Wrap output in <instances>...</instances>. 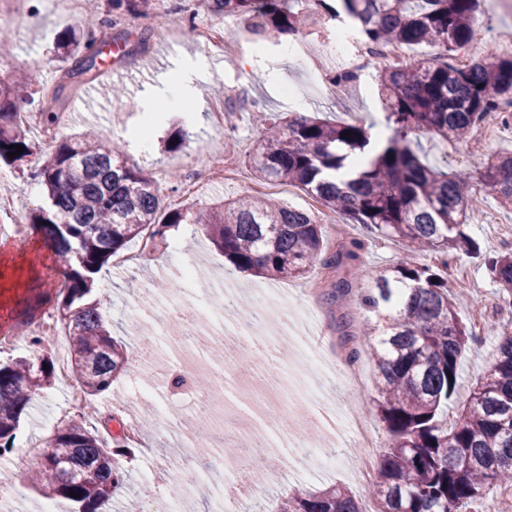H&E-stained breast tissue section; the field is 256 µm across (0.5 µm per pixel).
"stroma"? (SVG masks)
<instances>
[{"label": "stroma", "instance_id": "obj_1", "mask_svg": "<svg viewBox=\"0 0 512 512\" xmlns=\"http://www.w3.org/2000/svg\"><path fill=\"white\" fill-rule=\"evenodd\" d=\"M155 3L148 15L131 16L118 24L109 0H100L105 41L100 70L89 85L66 83L63 75L68 64L53 51L57 37L81 21L80 14L71 11L66 0H20L19 16L0 18V27L10 29L13 41L10 53L0 57V79L17 72L29 76L24 111L41 112L54 96L62 98L55 133L48 139L37 138L38 152L51 151L62 139L94 128L102 138L123 144L129 166L154 178L164 177L161 197L165 208H188L202 215L214 198L237 197L256 187L248 164L260 136L253 117L256 108L272 115L305 112L341 124L383 123L385 110L378 95L375 69L361 72L359 81L346 84L342 101L334 106L318 98L316 81L303 67L282 64L290 37L269 38L262 55L247 54L243 47L252 42L253 35L244 18H235L233 27L228 29L224 26V15L210 11L206 0ZM201 20L223 30L222 52L209 50L196 40L194 24ZM202 61L209 65L208 78L189 84L185 111H165L154 95L160 79L176 72L193 74ZM286 81L296 90L287 100L280 95V87ZM114 84L124 86L126 98L115 100L108 96L107 90ZM240 89L247 91L250 106L233 112L229 131H215L209 115L212 103ZM177 130L183 133L179 146L166 149L165 141ZM222 141L233 144L231 155L241 172L240 179L214 182L197 195L181 196L187 169L209 165L214 159L213 148ZM413 146L431 166L455 175H473L487 154L512 152V129L498 127L491 141L474 138L457 150L424 134L414 137ZM1 183L9 187L11 195L21 198L22 206L15 218L0 220V360L22 355L36 358L65 347V337L59 335L53 343L29 349L4 345L3 340L14 335L26 319L39 324L55 314L49 304L33 316L27 311L29 298L60 279L51 249L40 236L31 233L20 240L12 230L13 224L28 223L32 211L45 204L46 194L43 186L27 174L4 165L0 166ZM506 224L512 225V207H503L495 195L488 193L480 211L470 221L469 233L482 253L490 254L512 242L500 234ZM322 232L330 255L346 250L351 239L361 240L359 260L345 259L328 269L315 265L305 276L289 280L286 296L273 299L267 292L279 288V281L236 270L213 247L199 225H183L181 243L158 246L141 267L126 270L109 263L97 274V294L109 296L112 303L108 312L112 335L129 350L136 352L149 346L161 359H168L170 336L165 329L174 315L175 303L195 305L206 293L218 294L233 288L238 295L265 308L258 324L270 342L268 354L259 358L261 365L281 369L288 347L295 344L298 333L308 324L316 335L322 336L323 351L334 355L340 366H347L349 351L362 345L361 331L368 314L355 294L336 295V282L353 281L360 274L404 260L424 264L430 257L415 252L409 242L385 238L360 224L346 223L338 228L324 224ZM188 263L198 269L196 279L189 284L183 281V268ZM442 274L452 293L461 297V315L476 333L475 341L461 359L457 387L448 403V413L453 416L493 359L498 338L491 333L490 326L500 319L501 313L480 256L449 254L448 266ZM160 281L182 284L183 290L176 296H155L150 311H143V289ZM357 365L364 371L359 386H349L339 376L328 393L309 388L298 400L283 395L278 403L285 412L302 405L308 420L313 419L319 400L355 404L373 436L375 454L380 457L386 451L388 434L373 402L375 365L365 353ZM158 384V379L143 368L138 374L121 377L110 395L92 399L101 411L102 420L96 425L101 437L116 435L121 421L128 418L137 420L142 427L139 444L128 463L129 480L123 491L114 496L112 512H126L127 504L133 500L139 507H152L153 512H168L172 496L180 492V475L165 470L162 458L167 449H180L182 440L158 420H147L146 412L152 402L139 396L141 389ZM67 400V389L58 381L32 400L13 450L0 457V512H39L42 499L26 481L27 466L34 448L40 447L57 424L67 419ZM323 451V446L313 441L300 448L289 447L284 431L279 434L278 449L256 448V456L274 462L279 468L293 464L295 470L278 485L259 484L248 512H266L270 501L278 497L332 484L346 486L362 499H372V486L360 484L353 477L359 467V449H337L334 466L326 470L314 464L317 454Z\"/></svg>", "mask_w": 512, "mask_h": 512}]
</instances>
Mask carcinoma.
Returning <instances> with one entry per match:
<instances>
[{
	"instance_id": "cac0c4a2",
	"label": "carcinoma",
	"mask_w": 512,
	"mask_h": 512,
	"mask_svg": "<svg viewBox=\"0 0 512 512\" xmlns=\"http://www.w3.org/2000/svg\"><path fill=\"white\" fill-rule=\"evenodd\" d=\"M213 11L251 21L258 36L295 35L319 20L352 21L361 46L427 44L446 54L472 40L479 0H207ZM119 15L139 16L147 0H112ZM103 22L94 14L83 33H62L57 51L68 59L65 77L97 71L87 53ZM391 133L379 140L363 124H336L302 114L272 117L259 111L261 139L250 165L256 178L295 184L326 209L389 239L446 256L472 254L467 232L475 200L491 193L512 206V152L487 158L471 178L425 164L410 136L429 134L464 142L485 121H512L498 106L512 100V56L488 57L465 68L412 57L397 65L373 62ZM25 79L0 80V164L22 168L34 154L18 107ZM349 132L348 138L341 133ZM22 152L10 159L9 146ZM31 175L48 205L33 211L32 231L43 236L60 267V286L34 297L32 307L55 301L68 339L70 369L89 396L112 392L121 374L133 375L139 356L112 338L103 313L108 298L94 294L95 276L110 258L149 229L156 243L179 224H199L214 247L242 272L276 279L309 271L324 252L315 216L269 197L219 199L197 217L166 210L155 181L127 167L123 145L83 130L41 157ZM501 307L512 312V249L484 258ZM386 325L366 321L365 343L377 371V411L389 433L374 489L375 512H462L488 485L512 484V320L492 328L501 337L487 373L448 424V400L474 333L431 264L401 262L340 282ZM51 356L0 361V451L9 453L31 399L51 387ZM123 438L103 441L96 428L59 425L29 470L30 486L48 500L65 499L74 512H105L129 480ZM79 494L73 498L69 492ZM273 512H363L345 487L292 493Z\"/></svg>"
}]
</instances>
